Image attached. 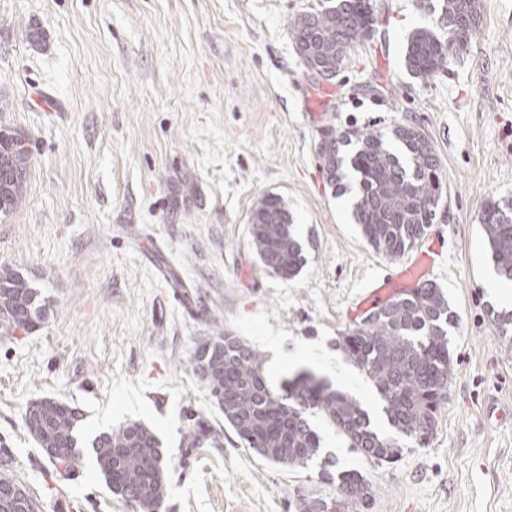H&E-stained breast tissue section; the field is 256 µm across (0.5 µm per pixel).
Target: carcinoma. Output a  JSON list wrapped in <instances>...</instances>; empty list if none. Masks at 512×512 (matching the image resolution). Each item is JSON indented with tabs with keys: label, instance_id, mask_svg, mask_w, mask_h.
Instances as JSON below:
<instances>
[{
	"label": "carcinoma",
	"instance_id": "1",
	"mask_svg": "<svg viewBox=\"0 0 512 512\" xmlns=\"http://www.w3.org/2000/svg\"><path fill=\"white\" fill-rule=\"evenodd\" d=\"M481 23L479 0H443L440 25L422 27L408 39V72L422 79L444 72L449 57L467 51ZM376 13L372 0H326L317 12L297 15L290 34L305 67L316 72L345 63L350 53L372 39ZM323 167L336 191L345 179L358 187L355 223L369 245L389 258L411 249L434 220L443 193L439 159L432 141L410 125L382 132L347 131L320 150ZM29 161L14 136L0 132V212L18 208ZM271 214L251 233L262 269L294 277L305 262L302 244L291 229L282 198L268 201ZM491 259L498 274L512 280V199L488 200L480 214ZM38 292L18 273L0 270V322L4 332L31 330L43 318ZM456 315L442 289L432 283L372 311L342 337L347 362L374 386L390 426L401 436L428 443L437 413L448 399L454 375L449 329ZM193 372L209 389L244 447L274 464L302 467L319 456L321 437L310 416L322 417L350 444L374 462H392L397 443L379 435L368 412L351 396L331 389L304 372L281 393L267 386L258 352L241 338L217 329L198 344ZM30 436L56 451L53 465L75 468L80 448L90 445L98 469L112 492L135 512H159L166 496L167 464L156 434L132 421L102 432L86 443L80 435L83 415L49 397L28 403L24 414ZM339 488L355 503L370 491L357 471L338 475Z\"/></svg>",
	"mask_w": 512,
	"mask_h": 512
}]
</instances>
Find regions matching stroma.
Instances as JSON below:
<instances>
[{
    "label": "stroma",
    "mask_w": 512,
    "mask_h": 512,
    "mask_svg": "<svg viewBox=\"0 0 512 512\" xmlns=\"http://www.w3.org/2000/svg\"><path fill=\"white\" fill-rule=\"evenodd\" d=\"M320 0H0V130L28 140L23 200L0 214V268L38 289L44 319L0 334V472L39 512H133L91 453L61 477L24 423L51 397L93 439L148 426L168 460L161 512H302L343 502L322 467L272 464L241 444L192 370L198 343L224 331L261 355L282 391L301 371L356 398L390 436L371 383L336 348L347 311L397 262L374 250L336 195L318 147L325 130L417 127L433 142L444 195L427 232L445 247L434 279L458 323L455 374L428 446L402 440L368 460L321 418L337 470L361 472L370 506L342 512H512V331L501 333L484 203L512 199V0H481L482 23L445 73H409V36L440 0H373V38L333 80L304 68L289 24ZM43 38L32 43L31 28ZM325 89L320 112L308 100ZM283 198L307 261L293 278L263 271L249 220ZM221 447L190 441L195 425Z\"/></svg>",
    "instance_id": "1"
}]
</instances>
